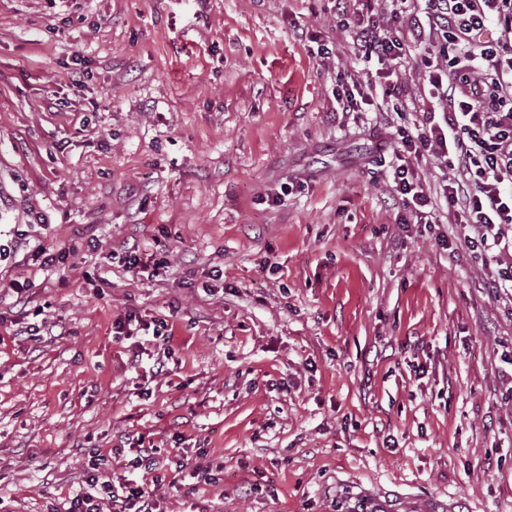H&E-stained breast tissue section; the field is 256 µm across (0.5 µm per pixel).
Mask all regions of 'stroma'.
<instances>
[{"mask_svg": "<svg viewBox=\"0 0 512 512\" xmlns=\"http://www.w3.org/2000/svg\"><path fill=\"white\" fill-rule=\"evenodd\" d=\"M360 14L0 0V512H65L138 434L162 512H512V301L439 245L444 200L397 223L395 96L338 118L377 69ZM133 243L156 278L113 259ZM129 316L166 338L113 333ZM351 83H347L345 88L336 94V112L342 114H352L353 112H362L363 105L372 106L373 88L376 89L377 82L370 81L361 83L359 80L350 78Z\"/></svg>", "mask_w": 512, "mask_h": 512, "instance_id": "35a3bbf8", "label": "stroma"}]
</instances>
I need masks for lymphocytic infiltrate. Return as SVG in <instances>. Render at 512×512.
Segmentation results:
<instances>
[{
    "label": "lymphocytic infiltrate",
    "instance_id": "f902f5d3",
    "mask_svg": "<svg viewBox=\"0 0 512 512\" xmlns=\"http://www.w3.org/2000/svg\"><path fill=\"white\" fill-rule=\"evenodd\" d=\"M367 17L352 38L354 59L376 57L378 78L394 93L402 64L419 53L426 74L422 98L432 104L413 130L399 133L390 161L393 191L409 215L422 217L431 187L412 159L431 156L448 170L441 193L462 234L456 245L497 265L492 289L512 295V0H360ZM407 21L406 34L396 22ZM128 491L135 512H156V463L148 449L132 461Z\"/></svg>",
    "mask_w": 512,
    "mask_h": 512
}]
</instances>
